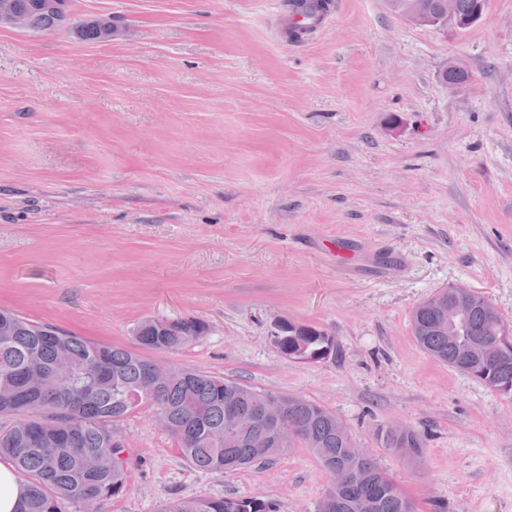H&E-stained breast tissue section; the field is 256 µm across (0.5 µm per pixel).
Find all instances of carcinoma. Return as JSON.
<instances>
[{"instance_id":"carcinoma-1","label":"carcinoma","mask_w":512,"mask_h":512,"mask_svg":"<svg viewBox=\"0 0 512 512\" xmlns=\"http://www.w3.org/2000/svg\"><path fill=\"white\" fill-rule=\"evenodd\" d=\"M49 0H15L30 15L29 31L62 28L69 17V0L59 8ZM330 0H284L291 12L325 10ZM76 32L89 40L112 36V26L82 21ZM460 297L448 291L412 312L413 335L435 360L473 377L495 393L512 398V346L492 361L480 346L499 335L490 317L492 303L466 304L448 343V306ZM200 319H181L167 325L145 319L134 344L151 351L178 350L205 335ZM273 342L279 351L299 362H318L335 350L332 336L308 325L285 323ZM151 358L132 349L91 342L48 324H37L0 308V414L14 417L0 430V457L8 458L26 482L18 512H64L72 503L82 512L122 496L127 488L125 449L112 445L115 426L142 407L156 410L157 421L176 442L180 456L193 467L226 473L269 461L291 448H306L328 473L349 468L350 481L330 486L318 512H414L412 501L377 461L360 448L340 419L323 406L282 392L266 395L284 401L281 422L255 421L261 396L246 384L191 368H178L153 393L140 389ZM288 429V444L272 439L277 427ZM269 437L268 447L255 448L257 429ZM385 447L421 453L410 431L382 430ZM159 512H277L261 498L195 497L163 502Z\"/></svg>"}]
</instances>
